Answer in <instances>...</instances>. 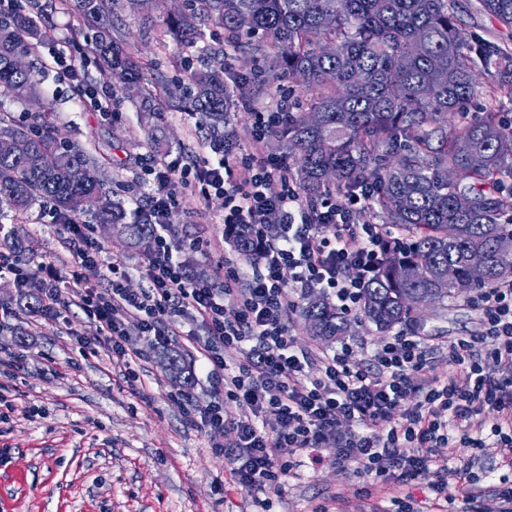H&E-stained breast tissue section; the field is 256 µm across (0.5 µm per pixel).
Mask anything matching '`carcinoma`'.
I'll return each mask as SVG.
<instances>
[{"label":"carcinoma","instance_id":"1","mask_svg":"<svg viewBox=\"0 0 512 512\" xmlns=\"http://www.w3.org/2000/svg\"><path fill=\"white\" fill-rule=\"evenodd\" d=\"M478 2L512 28V0ZM136 6L137 0H58V9L76 21L65 47L91 55L100 73L118 70L136 84L138 111L153 132L164 120L161 91L197 118L201 144L223 152L233 144L239 103L260 94L272 78L306 74L300 86L305 103L288 106L270 132L293 158L292 179L314 210L330 192L351 197L370 186L371 208L403 234V244L383 249L363 288V320L383 332L414 328L420 321L404 306L407 296L433 291L442 303L459 284L478 291L512 277V224L503 223L512 214V185L505 186L512 178V123L491 109L475 120L467 116L478 94L475 66L490 91L512 93V49L462 40L455 0H184L165 22L184 51L181 72L171 78L134 57L115 34L117 12ZM45 11L41 0H26L0 13V96H36L42 70L35 53L54 41ZM210 26L227 32L234 50L260 57L263 69L229 82L223 61L195 65ZM318 28L333 52H322L309 38ZM20 56L27 59L23 69L14 65ZM308 112L320 115L316 125L306 122ZM52 115L48 107L20 125L0 112V137L14 145L0 153V207L20 216L42 202L64 220L93 198L96 223L152 252L154 209L128 220L124 201L113 195L94 158L58 136ZM74 167L86 171L84 181L70 179ZM450 171L458 180L448 181ZM228 235L240 254L257 251L244 226ZM475 259L488 269L478 281L470 280ZM450 268L455 279L447 284ZM39 288L30 283L20 310L40 311ZM302 315L321 340L347 331L344 314L322 296L311 298ZM164 356L168 369L191 386L182 354L168 348Z\"/></svg>","mask_w":512,"mask_h":512}]
</instances>
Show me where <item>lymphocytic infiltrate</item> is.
<instances>
[{
  "label": "lymphocytic infiltrate",
  "instance_id": "1",
  "mask_svg": "<svg viewBox=\"0 0 512 512\" xmlns=\"http://www.w3.org/2000/svg\"><path fill=\"white\" fill-rule=\"evenodd\" d=\"M277 119L274 112L258 113L250 133L255 151L238 171L223 161L206 163L190 180L167 163L147 167L160 233L144 267L148 286L139 294L124 288L130 269L107 257L93 225H60L71 259L66 276L46 281L41 313L58 319L77 302L98 330L94 340L81 341L83 351H107L133 380L139 355L127 345L120 316L138 319L143 333L158 341L183 335L203 358L217 393L238 408L229 418L222 403L187 397L185 422L234 431V439L214 444L213 452L261 512L278 498L283 477L299 458L315 463L326 450L361 474L396 486L430 478L433 505L443 512L450 487L475 485L468 469L454 464L458 444L479 450L512 444V280L478 295L480 330L449 344L446 375L437 372L427 339L411 331L378 342L366 368L352 365L345 346L318 355L295 351L285 318L301 292L329 290L337 308H356L380 252L396 236L385 225L359 220L364 194H332L319 211H305L287 161L261 151ZM275 182L282 190L273 196L269 186ZM178 186L203 198L223 194L225 223L246 225L258 242L250 273L240 274L234 259L225 258L216 288L174 260L164 231ZM186 312L205 335L181 333L176 318ZM488 338L494 346L486 352ZM228 348L239 351V360L226 361ZM411 393L417 402L404 408ZM460 422L468 431L457 437L451 427Z\"/></svg>",
  "mask_w": 512,
  "mask_h": 512
}]
</instances>
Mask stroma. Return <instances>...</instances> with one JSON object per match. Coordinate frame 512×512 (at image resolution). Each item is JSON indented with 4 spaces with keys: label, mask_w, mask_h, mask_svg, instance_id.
<instances>
[{
    "label": "stroma",
    "mask_w": 512,
    "mask_h": 512,
    "mask_svg": "<svg viewBox=\"0 0 512 512\" xmlns=\"http://www.w3.org/2000/svg\"><path fill=\"white\" fill-rule=\"evenodd\" d=\"M464 38L480 37L512 46V30L477 11L478 0H456ZM171 0H153L148 19L122 13L117 25L130 35L131 49L142 59H159L164 73H173L178 46L165 40L164 19ZM43 71L36 98L17 101L0 96V110L28 123L42 104L54 110L53 121L62 137L92 153L112 179V190L124 201L142 198L149 189L141 179L144 164L173 162L192 168L218 163L221 156L199 146L195 121L181 110H165L167 148L156 152L151 135L139 120L136 99L122 91L96 68H88L96 82L97 100L74 92L71 69L81 57L64 51L53 62L42 50ZM282 97L270 87L235 115L237 145L234 156L248 148L247 132L258 112L275 109ZM52 211L32 207L23 217L0 211V233L9 236L23 257L36 259V281L65 272L70 253L56 231ZM173 257L192 266L199 279L215 282L218 262L232 246L224 236V198L200 200L178 196L171 217ZM473 293L461 292L428 308L419 327L422 335L446 342L478 329ZM75 329L96 336V325L78 307H71L67 323L38 314L16 311L9 329L0 333V512H256L252 497L226 483L223 459L212 453L220 433L189 426L183 418L180 396L190 392L201 403L214 397V388L198 353L183 340V349L195 382L184 389L164 370L160 345L142 336L138 320L125 321L132 349L139 353L138 380L128 378L123 365L105 354L87 355L67 336ZM296 350L322 352L349 344L352 361L367 364L381 334L372 324L352 320L343 339L321 341L309 335L301 311L288 319ZM461 459L471 461L481 475L474 497H457L455 512H512L497 504L499 478L506 474L504 459L512 447L478 451L462 448ZM426 480L411 487L384 489L323 453L318 464L304 461L283 480V491L273 512H314L324 505L332 512H361L375 505L378 512H396L398 503L413 499L419 512H428Z\"/></svg>",
    "instance_id": "stroma-1"
}]
</instances>
